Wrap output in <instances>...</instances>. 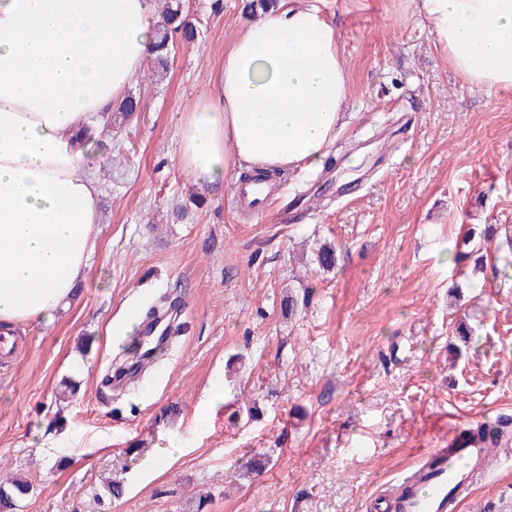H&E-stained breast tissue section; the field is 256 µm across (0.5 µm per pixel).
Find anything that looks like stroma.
I'll list each match as a JSON object with an SVG mask.
<instances>
[{
    "mask_svg": "<svg viewBox=\"0 0 512 512\" xmlns=\"http://www.w3.org/2000/svg\"><path fill=\"white\" fill-rule=\"evenodd\" d=\"M248 2L182 0L198 39L163 79H134L140 111L88 159L103 196L86 279L54 323L0 347V478L32 484L15 512H370L420 450L512 417V281L494 269L512 251V90L462 81L412 0H310L336 30L353 119L319 170L286 172L246 219L231 203L246 168L218 191L192 184L178 118ZM490 226L478 269L465 240ZM160 300L181 334L135 386L109 387L130 313ZM259 453L269 463L243 474ZM459 512H512V465L492 463Z\"/></svg>",
    "mask_w": 512,
    "mask_h": 512,
    "instance_id": "1",
    "label": "stroma"
}]
</instances>
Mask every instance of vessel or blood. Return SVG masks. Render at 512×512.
Masks as SVG:
<instances>
[{
  "label": "vessel or blood",
  "instance_id": "vessel-or-blood-1",
  "mask_svg": "<svg viewBox=\"0 0 512 512\" xmlns=\"http://www.w3.org/2000/svg\"><path fill=\"white\" fill-rule=\"evenodd\" d=\"M267 197L263 185L243 183L236 188L235 202L240 209L257 210ZM496 454V448L480 442L423 449L416 468L396 490L376 496L373 512H457Z\"/></svg>",
  "mask_w": 512,
  "mask_h": 512
}]
</instances>
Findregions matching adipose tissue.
I'll return each mask as SVG.
<instances>
[{"label": "adipose tissue", "instance_id": "1", "mask_svg": "<svg viewBox=\"0 0 512 512\" xmlns=\"http://www.w3.org/2000/svg\"><path fill=\"white\" fill-rule=\"evenodd\" d=\"M463 81L512 89V0H415ZM152 0H0V327L51 324L84 280L101 222L87 139L153 51ZM351 80L314 6L281 0L240 25L179 118L180 165L219 190L231 166L319 167Z\"/></svg>", "mask_w": 512, "mask_h": 512}]
</instances>
